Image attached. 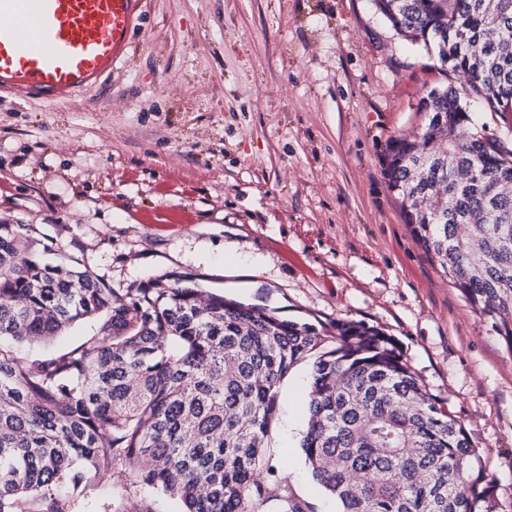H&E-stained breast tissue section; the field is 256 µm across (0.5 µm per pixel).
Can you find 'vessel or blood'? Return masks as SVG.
<instances>
[{"label":"vessel or blood","mask_w":512,"mask_h":512,"mask_svg":"<svg viewBox=\"0 0 512 512\" xmlns=\"http://www.w3.org/2000/svg\"><path fill=\"white\" fill-rule=\"evenodd\" d=\"M147 0H0V97L62 102L125 64Z\"/></svg>","instance_id":"1"}]
</instances>
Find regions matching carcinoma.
Instances as JSON below:
<instances>
[{
  "mask_svg": "<svg viewBox=\"0 0 512 512\" xmlns=\"http://www.w3.org/2000/svg\"><path fill=\"white\" fill-rule=\"evenodd\" d=\"M402 36L463 74L423 90L419 131L386 147L385 176L425 253L512 351V0H371ZM35 228L0 224V338L75 345L20 361L0 343V512H73L96 479L152 487L182 512H311L259 475L279 385L312 360L301 440L340 512H498L462 424L398 343L338 319L288 320L173 274L116 294L88 271L30 258Z\"/></svg>",
  "mask_w": 512,
  "mask_h": 512,
  "instance_id": "obj_1",
  "label": "carcinoma"
}]
</instances>
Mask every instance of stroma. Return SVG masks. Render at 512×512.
Masks as SVG:
<instances>
[{
    "label": "stroma",
    "mask_w": 512,
    "mask_h": 512,
    "mask_svg": "<svg viewBox=\"0 0 512 512\" xmlns=\"http://www.w3.org/2000/svg\"><path fill=\"white\" fill-rule=\"evenodd\" d=\"M460 74L370 0H149L126 65L69 103L0 98V224L122 294L170 272L290 320L400 344L512 512V352L427 258L388 188V141ZM311 362L282 380L271 472L338 512L300 448Z\"/></svg>",
    "instance_id": "obj_1"
}]
</instances>
